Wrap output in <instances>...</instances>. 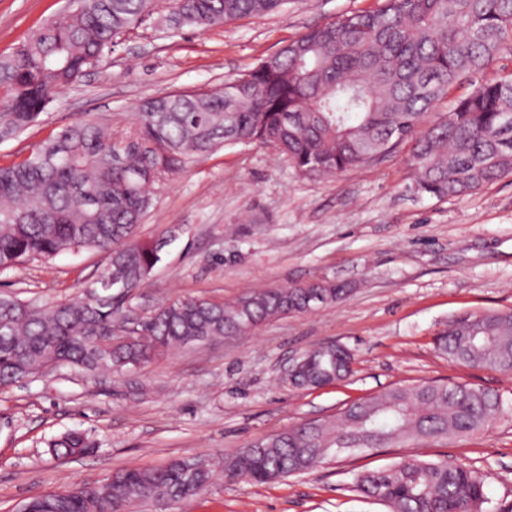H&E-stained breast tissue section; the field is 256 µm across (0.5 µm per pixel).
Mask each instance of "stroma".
<instances>
[{"instance_id":"1","label":"stroma","mask_w":512,"mask_h":512,"mask_svg":"<svg viewBox=\"0 0 512 512\" xmlns=\"http://www.w3.org/2000/svg\"><path fill=\"white\" fill-rule=\"evenodd\" d=\"M376 4L285 0L276 12L201 33L172 35L146 22L119 38L106 64L59 87L38 123L0 141V164L76 121L129 127L144 99L221 86L309 29ZM65 5L0 0V54ZM409 151L404 145L361 167L306 178L273 148L235 144L172 176L139 235L158 240L173 228L179 235L133 293L136 309L313 280L346 283L349 294L146 366L94 377L61 368L0 389V512L122 468L189 456L216 463L249 442L421 381L480 386L512 406V374L450 362L434 345L454 318L512 310V176L459 198L416 196ZM107 262L98 251L33 259L0 270V291L40 304L82 298ZM327 344L351 350L349 377L316 389L283 384L288 361ZM71 430L95 450L58 460L48 444ZM404 456L466 463L485 481L484 512H512L507 418L474 436L344 453L273 483L221 477L169 512H388L353 483Z\"/></svg>"}]
</instances>
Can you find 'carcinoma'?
Returning <instances> with one entry per match:
<instances>
[{
	"label": "carcinoma",
	"mask_w": 512,
	"mask_h": 512,
	"mask_svg": "<svg viewBox=\"0 0 512 512\" xmlns=\"http://www.w3.org/2000/svg\"><path fill=\"white\" fill-rule=\"evenodd\" d=\"M158 0H82L0 55V139L38 121L55 89L99 67L114 40L155 12ZM302 34L247 74L208 90L144 100L136 122L113 130L64 126L24 157L0 165V270L78 251L108 255L105 280L138 290L162 260L137 229L154 189L226 145L260 144L304 177L335 175L412 144L417 194L453 198L512 175V73L478 85L434 116L460 80L512 50V0H377ZM283 0H172L164 22L204 31L278 9ZM327 280L251 290L235 299H178L129 330L127 299L87 296L38 305L0 294V386L70 365L98 375L145 366L187 346L248 335L263 323L342 299ZM448 359L512 373V312L469 314L436 339ZM293 377L300 389L352 372L353 355L315 347ZM508 414L502 399L468 384L422 382L360 399L334 420L305 422L222 458L224 473L263 484L302 474L341 453L479 433ZM59 459L94 451L70 431L50 444ZM183 457L127 468L94 483L39 495L26 512H118L122 505L187 500L206 492L215 465ZM356 490L389 512H482L484 480L463 463L402 457L360 474Z\"/></svg>",
	"instance_id": "1"
}]
</instances>
